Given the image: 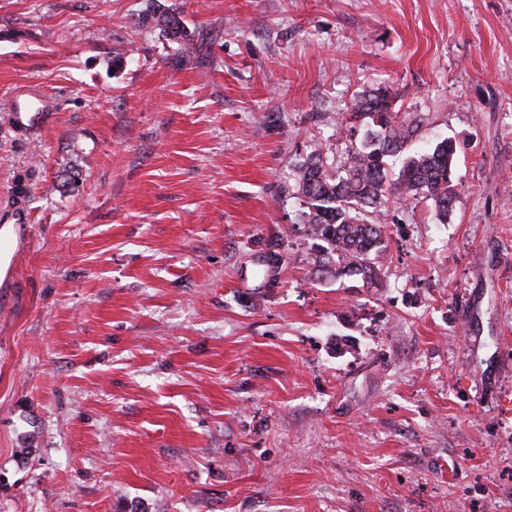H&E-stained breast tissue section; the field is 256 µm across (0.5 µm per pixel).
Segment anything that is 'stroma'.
Wrapping results in <instances>:
<instances>
[{
    "label": "stroma",
    "instance_id": "obj_1",
    "mask_svg": "<svg viewBox=\"0 0 512 512\" xmlns=\"http://www.w3.org/2000/svg\"><path fill=\"white\" fill-rule=\"evenodd\" d=\"M161 2L0 0V512H512V0ZM378 87L461 195L366 288L284 188ZM158 0H151L150 7L153 8V15L158 14L157 20L160 21L169 39H182L186 36L185 26L181 17L173 10L163 4L157 3ZM31 93L30 91H22L14 96L17 101V106L14 113H12V120L17 129H33L40 127L46 117L45 112H52L53 110L54 104L52 99L41 93H38V96L44 103L42 110L39 108L34 110L30 109L27 104L19 102L21 97Z\"/></svg>",
    "mask_w": 512,
    "mask_h": 512
}]
</instances>
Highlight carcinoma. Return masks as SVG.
Masks as SVG:
<instances>
[{
  "label": "carcinoma",
  "mask_w": 512,
  "mask_h": 512,
  "mask_svg": "<svg viewBox=\"0 0 512 512\" xmlns=\"http://www.w3.org/2000/svg\"><path fill=\"white\" fill-rule=\"evenodd\" d=\"M153 14L166 37L186 36L181 17L151 0ZM352 117L369 120L361 138L350 132L344 165L328 170L323 146L294 167L288 191L307 205V223L315 240L323 243L326 260L316 272L336 279L359 276L367 284L379 280L371 255L384 251L385 225L380 221L391 203L425 202L442 222L454 212L460 197L455 180L457 141L446 138L424 151L412 149L420 120L399 112L389 90L377 88L354 103Z\"/></svg>",
  "instance_id": "obj_1"
}]
</instances>
